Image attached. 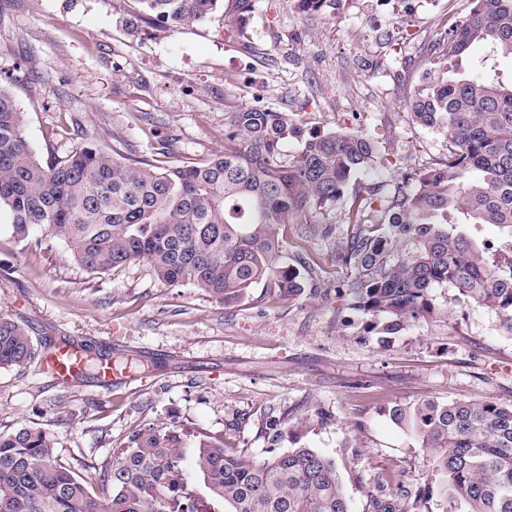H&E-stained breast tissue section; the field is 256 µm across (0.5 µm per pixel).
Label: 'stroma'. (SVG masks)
Segmentation results:
<instances>
[{"label":"stroma","instance_id":"35a3bbf8","mask_svg":"<svg viewBox=\"0 0 512 512\" xmlns=\"http://www.w3.org/2000/svg\"><path fill=\"white\" fill-rule=\"evenodd\" d=\"M134 7L0 0V76L14 80L39 157L89 138L135 159L165 141L172 160H202L223 149L227 113L262 104L311 131L371 136L378 164L357 175L363 190L392 194L402 172L437 167L448 153L445 135L412 122L404 101L430 66V46L472 0H340L313 14L296 0H254L247 49L219 17L176 32L144 23L128 35ZM351 231L340 206L280 226L303 293L284 299L260 286L227 306L160 283L144 262L91 276L52 238L16 243L0 218V313L38 342L70 339L144 364L129 383L73 385L37 365L0 369V432L41 427L62 462L97 473L148 425L220 437L255 459L313 448L336 460L353 512H366L387 473L415 490L428 462L391 421V403L512 405V336L500 334L493 310L449 286L434 289L431 312L406 330H372L336 290Z\"/></svg>","mask_w":512,"mask_h":512}]
</instances>
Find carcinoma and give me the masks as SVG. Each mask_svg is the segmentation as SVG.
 Instances as JSON below:
<instances>
[{"instance_id":"cac0c4a2","label":"carcinoma","mask_w":512,"mask_h":512,"mask_svg":"<svg viewBox=\"0 0 512 512\" xmlns=\"http://www.w3.org/2000/svg\"><path fill=\"white\" fill-rule=\"evenodd\" d=\"M132 31L156 20L171 31L223 11L224 29L242 34L252 0H136ZM476 41L512 55V0L474 6L431 50L466 56ZM411 119L445 134L438 168L409 173L382 204L348 195L352 178L376 164L365 133L306 132L288 113L248 106L229 113L224 150L200 163L136 160L86 140L43 161L32 150L25 113L0 77V212L15 241L61 242L90 274L146 261L161 283L190 284L226 305L259 284L292 298L304 291L278 239L283 224H305L315 210L345 203L354 225L338 256L348 270L338 292L372 328L395 335L431 308L433 289L449 285L495 311L512 336V82L485 75L450 76L429 68L405 100ZM301 142L294 159L282 145ZM508 229L503 245L479 247L462 226ZM27 326L0 314V368L40 363ZM80 376H97L116 358L83 347ZM390 416L415 438L429 462L410 506L396 494L402 475L382 478L367 512H512V406L493 401L394 403ZM177 429L134 431L125 451L101 474L76 469L54 453L44 430L22 425L0 433V512H352L336 460L312 448L265 459L238 455L224 440L193 445ZM104 495H93V484Z\"/></svg>"}]
</instances>
